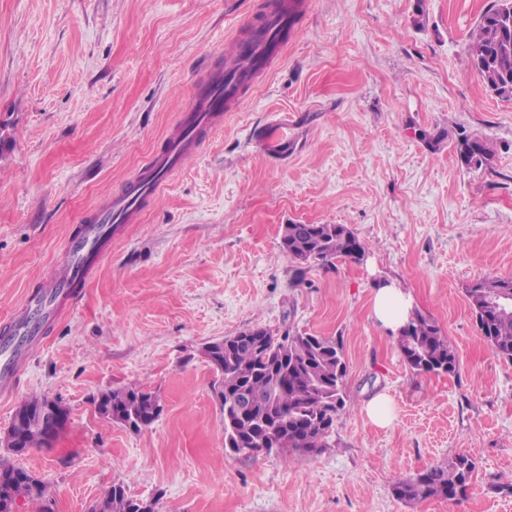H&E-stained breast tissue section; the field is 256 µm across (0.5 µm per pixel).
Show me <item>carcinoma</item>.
<instances>
[{
	"mask_svg": "<svg viewBox=\"0 0 512 512\" xmlns=\"http://www.w3.org/2000/svg\"><path fill=\"white\" fill-rule=\"evenodd\" d=\"M504 0L487 8L470 32L465 53L485 87L502 98H512V21L504 15ZM456 151L466 167L480 168L494 155L491 144L477 136L458 138ZM281 253L299 265L326 266L336 259L361 261L367 246L344 224L283 225ZM481 335L498 355L512 360V278L483 279L465 288ZM411 369L452 374L458 366L453 348L439 326L417 310L397 338ZM224 415V447L240 454L261 450L314 453L328 447L336 419L345 408L347 366L343 346L333 338L285 331L280 338L264 327H252L224 339L213 350ZM49 403L46 396H30L18 406L39 418ZM95 411L108 421L134 430L157 418L159 398L142 388L101 392ZM21 449L0 455V512H13L19 499L38 501L44 483L14 459L33 448L48 447L39 429L25 428ZM475 470L470 455L432 465L394 487L397 499L413 504L430 498L456 497ZM90 512H136V500L117 484Z\"/></svg>",
	"mask_w": 512,
	"mask_h": 512,
	"instance_id": "carcinoma-1",
	"label": "carcinoma"
}]
</instances>
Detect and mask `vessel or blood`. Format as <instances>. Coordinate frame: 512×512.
Returning a JSON list of instances; mask_svg holds the SVG:
<instances>
[{
    "label": "vessel or blood",
    "instance_id": "vessel-or-blood-1",
    "mask_svg": "<svg viewBox=\"0 0 512 512\" xmlns=\"http://www.w3.org/2000/svg\"><path fill=\"white\" fill-rule=\"evenodd\" d=\"M282 24V18L268 15L261 35L237 43L236 54L257 64H266L284 47L279 38ZM241 95L232 76L221 75L208 96L182 122L177 134L169 136L161 150L139 170L130 188L82 217L85 226L82 238L68 240L62 260L52 268L45 283L27 296L7 330V339L0 340V395L10 396L25 363L26 347L39 340L37 319L53 317L73 298L75 289L85 287L106 253L113 228L136 219L144 202L155 196L168 178L182 168L185 160L198 151L203 132Z\"/></svg>",
    "mask_w": 512,
    "mask_h": 512
}]
</instances>
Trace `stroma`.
Here are the masks:
<instances>
[{"label": "stroma", "instance_id": "obj_1", "mask_svg": "<svg viewBox=\"0 0 512 512\" xmlns=\"http://www.w3.org/2000/svg\"><path fill=\"white\" fill-rule=\"evenodd\" d=\"M283 51L138 218L112 234L0 397V435L32 395L68 421L21 466L44 497L16 512H88L112 485L158 512H512V361L480 334L465 288L512 277V99L464 53L491 0H302ZM270 0H0V327L61 260L76 220L124 190L192 110ZM450 134L439 150L417 129ZM486 138L462 165L458 133ZM344 224L364 261L299 268L283 224ZM387 282L447 337L455 374L420 373L377 321ZM341 341L346 406L317 454L237 455L202 356L251 327ZM155 392L134 431L96 413L105 389ZM392 422L363 411L378 395ZM455 498L394 486L458 453ZM456 151L462 164L466 167L480 168L486 165L495 151L491 144L477 136L458 138Z\"/></svg>", "mask_w": 512, "mask_h": 512}]
</instances>
